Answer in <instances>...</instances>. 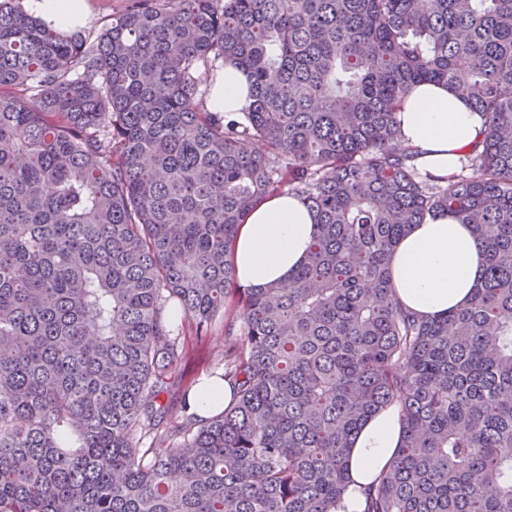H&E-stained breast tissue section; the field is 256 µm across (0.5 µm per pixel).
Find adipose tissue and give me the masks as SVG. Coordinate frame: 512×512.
I'll list each match as a JSON object with an SVG mask.
<instances>
[{
	"label": "adipose tissue",
	"instance_id": "1",
	"mask_svg": "<svg viewBox=\"0 0 512 512\" xmlns=\"http://www.w3.org/2000/svg\"><path fill=\"white\" fill-rule=\"evenodd\" d=\"M252 102L247 73L225 62L210 83L203 105L225 119H236ZM401 141L413 153L421 173L444 175L484 135L485 121L451 89L433 83L415 86L397 113ZM315 230L314 214L291 193L265 198L246 216L232 243L238 285L261 288L287 282L306 259ZM485 257L469 225L447 214L426 217L390 255V283L404 308L438 317L469 303L479 282ZM402 437L401 412L390 404L358 432L349 458L350 482L343 497L345 512H363L364 491L393 460Z\"/></svg>",
	"mask_w": 512,
	"mask_h": 512
}]
</instances>
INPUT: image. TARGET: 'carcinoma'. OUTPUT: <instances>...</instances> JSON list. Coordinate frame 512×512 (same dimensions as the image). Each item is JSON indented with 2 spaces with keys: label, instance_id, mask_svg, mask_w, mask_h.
<instances>
[{
  "label": "carcinoma",
  "instance_id": "1",
  "mask_svg": "<svg viewBox=\"0 0 512 512\" xmlns=\"http://www.w3.org/2000/svg\"><path fill=\"white\" fill-rule=\"evenodd\" d=\"M227 58L226 123L193 102ZM422 82L487 119L445 176L400 141ZM286 190L308 259L242 288L238 228ZM435 213L486 267L424 318L389 257ZM219 318L233 399L188 416L176 320ZM392 403L364 512H512V0H132L93 43L0 0V512H337ZM250 80L240 66L224 61L222 72L210 83L203 105L211 112L224 113V120L236 119L240 112H247L252 102ZM401 437V412L396 403L377 412L362 426L350 451V482L343 497L345 512H363L364 490L390 467Z\"/></svg>",
  "mask_w": 512,
  "mask_h": 512
}]
</instances>
